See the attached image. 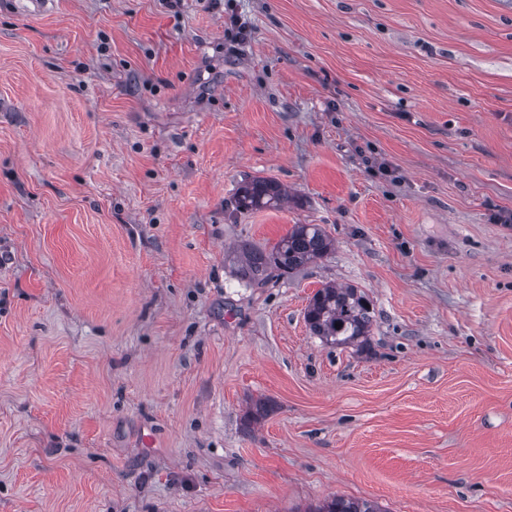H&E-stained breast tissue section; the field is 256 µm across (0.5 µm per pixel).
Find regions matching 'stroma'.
Here are the masks:
<instances>
[{"instance_id": "stroma-1", "label": "stroma", "mask_w": 512, "mask_h": 512, "mask_svg": "<svg viewBox=\"0 0 512 512\" xmlns=\"http://www.w3.org/2000/svg\"><path fill=\"white\" fill-rule=\"evenodd\" d=\"M503 211L512 0H0V512H512ZM288 199V190L279 182L268 178H254L242 183L235 193L237 211L261 208H279ZM334 249V241L321 225L295 224L270 250L242 248L237 275L246 285H263L273 277L321 259ZM372 314L370 301L358 287L326 284L310 299L304 318L310 333L323 342L358 350L368 344ZM336 323L340 324L339 329ZM309 512H384L377 505L366 500L333 497L325 500Z\"/></svg>"}]
</instances>
